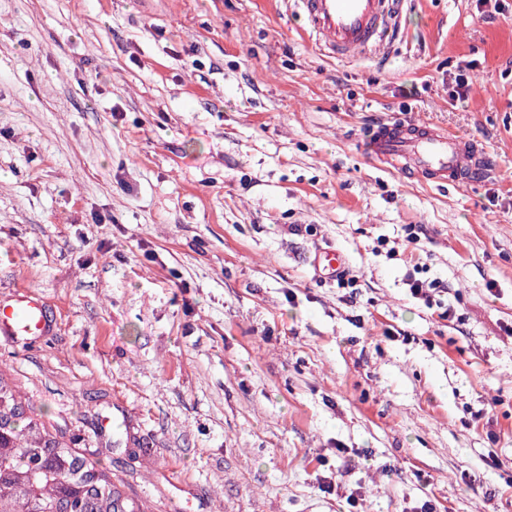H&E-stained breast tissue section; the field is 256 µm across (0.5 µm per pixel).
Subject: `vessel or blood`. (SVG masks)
Listing matches in <instances>:
<instances>
[{
    "label": "vessel or blood",
    "instance_id": "1",
    "mask_svg": "<svg viewBox=\"0 0 512 512\" xmlns=\"http://www.w3.org/2000/svg\"><path fill=\"white\" fill-rule=\"evenodd\" d=\"M304 32L322 54L339 60L384 50L401 28L404 0H292ZM379 163L434 185L463 187L485 177L493 163L487 152L429 123L383 121L363 145ZM42 302L22 291L0 302V335L11 339L42 334Z\"/></svg>",
    "mask_w": 512,
    "mask_h": 512
}]
</instances>
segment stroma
Returning a JSON list of instances; mask_svg holds the SVG:
<instances>
[{
  "instance_id": "obj_1",
  "label": "stroma",
  "mask_w": 512,
  "mask_h": 512,
  "mask_svg": "<svg viewBox=\"0 0 512 512\" xmlns=\"http://www.w3.org/2000/svg\"><path fill=\"white\" fill-rule=\"evenodd\" d=\"M302 27L287 0H0V301L49 320L0 367L151 512H512V0H406L350 62ZM398 117L494 171L377 166Z\"/></svg>"
}]
</instances>
